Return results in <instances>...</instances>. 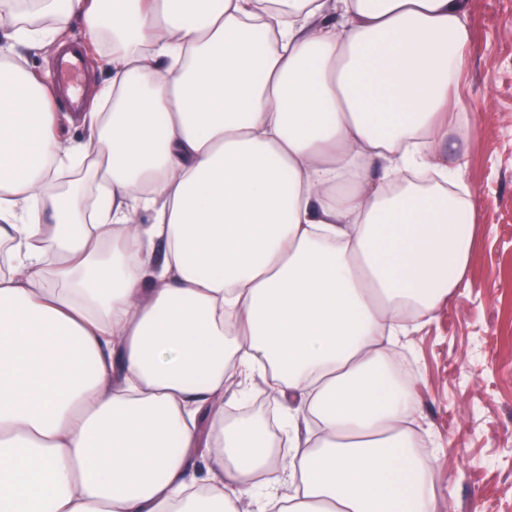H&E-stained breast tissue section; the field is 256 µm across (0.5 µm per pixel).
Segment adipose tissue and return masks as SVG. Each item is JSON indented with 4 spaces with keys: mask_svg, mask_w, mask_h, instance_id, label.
Returning a JSON list of instances; mask_svg holds the SVG:
<instances>
[{
    "mask_svg": "<svg viewBox=\"0 0 512 512\" xmlns=\"http://www.w3.org/2000/svg\"><path fill=\"white\" fill-rule=\"evenodd\" d=\"M0 18V512H437L389 344L473 251L441 153L474 130L469 0ZM72 24L107 72L80 142L23 57ZM265 372L284 454L224 415Z\"/></svg>",
    "mask_w": 512,
    "mask_h": 512,
    "instance_id": "ef3b65f1",
    "label": "adipose tissue"
}]
</instances>
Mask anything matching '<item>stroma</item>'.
I'll use <instances>...</instances> for the list:
<instances>
[{"label":"stroma","mask_w":512,"mask_h":512,"mask_svg":"<svg viewBox=\"0 0 512 512\" xmlns=\"http://www.w3.org/2000/svg\"><path fill=\"white\" fill-rule=\"evenodd\" d=\"M457 91L476 240L465 283L396 346L417 399L438 512H512V0H469Z\"/></svg>","instance_id":"1"}]
</instances>
